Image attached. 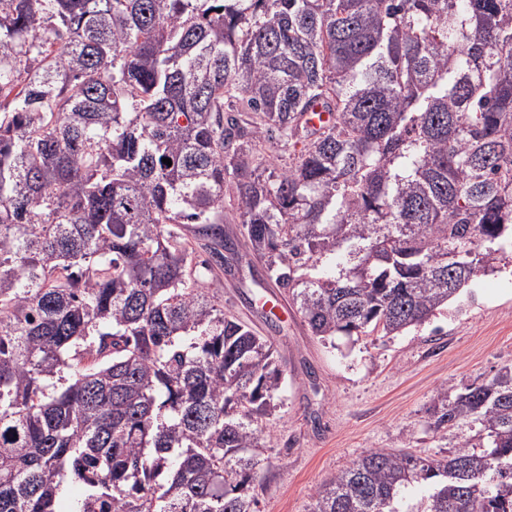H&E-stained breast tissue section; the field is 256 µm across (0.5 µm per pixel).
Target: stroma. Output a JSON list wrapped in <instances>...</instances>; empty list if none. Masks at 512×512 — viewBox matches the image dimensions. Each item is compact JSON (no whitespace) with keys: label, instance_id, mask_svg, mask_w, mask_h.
Wrapping results in <instances>:
<instances>
[{"label":"stroma","instance_id":"stroma-1","mask_svg":"<svg viewBox=\"0 0 512 512\" xmlns=\"http://www.w3.org/2000/svg\"><path fill=\"white\" fill-rule=\"evenodd\" d=\"M215 289L225 314L269 339L286 368L255 482L259 512H309L320 483L376 448L441 456L471 442L465 427L434 431L437 389L512 366V255L424 324L332 345L279 304L282 289L265 282L254 256L225 267Z\"/></svg>","mask_w":512,"mask_h":512}]
</instances>
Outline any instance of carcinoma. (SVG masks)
<instances>
[{"instance_id":"cac0c4a2","label":"carcinoma","mask_w":512,"mask_h":512,"mask_svg":"<svg viewBox=\"0 0 512 512\" xmlns=\"http://www.w3.org/2000/svg\"><path fill=\"white\" fill-rule=\"evenodd\" d=\"M229 186L314 336L422 324L512 253V0H0V512H258L286 373L211 290ZM431 416L479 450L310 512H512V366Z\"/></svg>"}]
</instances>
